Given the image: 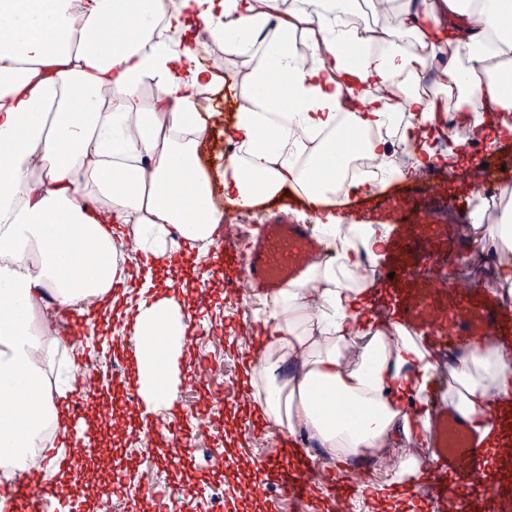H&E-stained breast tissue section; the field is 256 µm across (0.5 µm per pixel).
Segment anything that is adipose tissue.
<instances>
[{"instance_id": "ef3b65f1", "label": "adipose tissue", "mask_w": 512, "mask_h": 512, "mask_svg": "<svg viewBox=\"0 0 512 512\" xmlns=\"http://www.w3.org/2000/svg\"><path fill=\"white\" fill-rule=\"evenodd\" d=\"M0 0V476L47 453L60 417L46 372L55 351L26 314L46 296L111 301L128 280L126 251L160 260L181 242L209 245L227 200L257 206L286 194L327 213L317 225L330 256L264 305L271 334L253 369L254 404L302 455L307 435L330 458L366 462L412 482L434 442L433 394L477 445L512 446V347L471 339L437 362L420 337L378 310L374 278L387 234L340 224L337 191L374 183L346 178L356 153L392 160L402 147L435 165L442 111L481 138L512 124V0ZM234 59L252 87L232 115L231 163L208 169L209 130L199 96L222 75L197 61L199 31ZM306 49L298 51L294 36ZM438 79L432 89L423 82ZM279 83H271V74ZM157 95L144 104L140 88ZM372 139H340L344 129ZM391 129L394 139L379 137ZM500 208L477 207L465 227L472 258L490 262L491 292L512 300V188ZM131 324L141 337L140 394L147 411L173 404L185 344L182 306L139 277ZM401 448L392 457L390 448Z\"/></svg>"}]
</instances>
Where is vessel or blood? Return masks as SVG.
<instances>
[{
    "label": "vessel or blood",
    "mask_w": 512,
    "mask_h": 512,
    "mask_svg": "<svg viewBox=\"0 0 512 512\" xmlns=\"http://www.w3.org/2000/svg\"><path fill=\"white\" fill-rule=\"evenodd\" d=\"M486 188L512 182V133L471 159ZM448 184V174L433 171L418 184L401 183L364 198H351L342 204L345 212L372 213L389 233L390 248L377 267V287L383 288L389 309L415 335L428 337L432 348L447 345L463 336L497 339L512 333V305L491 306L479 295L481 285L470 279H456L443 272L448 262V227L435 223L427 208L439 198ZM290 200L266 202L272 212L264 224H228L219 248L226 256L238 259L237 279L224 282V298L243 300L245 288L270 295L296 280L320 251L321 246L307 225L288 223L284 216ZM64 416L73 423L65 435L70 453L64 467L77 466L86 459V440L77 427L83 411L66 401ZM433 424L438 439L432 451L431 475L425 492L433 512H445L458 504L455 482H464L479 473L482 454L464 437L460 429L450 427L448 415L437 412ZM161 445L165 456H186L192 441L179 420L163 425ZM269 485L293 500H303L309 488L297 470L282 461L264 458L256 463ZM10 512H38L40 504L53 499L78 512L76 501L66 500L61 488L46 484L41 476H24L15 486L0 493Z\"/></svg>",
    "instance_id": "b4317fda"
}]
</instances>
